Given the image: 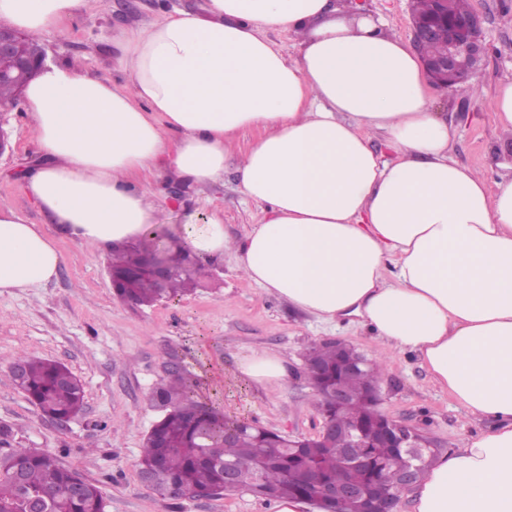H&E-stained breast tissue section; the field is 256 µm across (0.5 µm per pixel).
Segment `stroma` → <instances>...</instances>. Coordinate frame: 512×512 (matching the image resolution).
I'll use <instances>...</instances> for the list:
<instances>
[{
    "label": "stroma",
    "instance_id": "1",
    "mask_svg": "<svg viewBox=\"0 0 512 512\" xmlns=\"http://www.w3.org/2000/svg\"><path fill=\"white\" fill-rule=\"evenodd\" d=\"M160 3L201 12L207 0H88L65 26L40 35L47 63L124 80L112 41L151 21ZM471 7L482 19L488 47L483 66L469 79L477 93L464 98L433 88L429 96L433 111L452 131V158L496 184L512 177V132L499 130L491 117L496 84L512 75V0H471ZM6 119L12 149L0 155V203L39 225L62 263L45 286L0 294V451L22 447L55 454L102 489L106 512H275L274 502L248 493L163 498L146 486L137 461L163 414L154 395L175 362L189 381L206 380L205 396L216 409L283 436L313 438L323 418L305 375L304 354L327 339L382 361L379 411L432 438L444 451L486 432V425L474 423L433 383L416 354L382 348L356 318L326 325L292 308L248 280L234 254L209 256L212 278L193 294L142 308L120 301L108 274L109 246L63 233L27 196L24 182L41 151L22 105ZM170 184L159 170L138 183L153 196L159 229L179 232L219 210L225 236L237 241L262 221L261 207L242 195L234 165H227L215 184L181 183L177 201ZM260 351L284 358L283 390L269 393L238 380L240 360ZM21 356L62 362L83 383L84 407L67 425L49 421L14 385L10 370Z\"/></svg>",
    "mask_w": 512,
    "mask_h": 512
}]
</instances>
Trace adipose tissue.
Wrapping results in <instances>:
<instances>
[{
  "label": "adipose tissue",
  "mask_w": 512,
  "mask_h": 512,
  "mask_svg": "<svg viewBox=\"0 0 512 512\" xmlns=\"http://www.w3.org/2000/svg\"><path fill=\"white\" fill-rule=\"evenodd\" d=\"M86 0H0V23L38 34ZM292 34L288 59L265 33ZM118 83L72 66L41 70L23 105L43 153L25 183L41 211L91 245L142 239L156 220L137 178L220 181L240 130L260 135L236 166L261 223L230 243L224 218L187 226L195 251L235 250L245 276L333 324L360 318L383 346L414 352L434 383L492 432L438 457L416 512H512V181L490 187L449 154L418 55L390 25L344 0H208L163 11L115 41ZM397 153L384 160L372 134ZM38 225L0 206V291L56 277ZM238 376L267 391L275 353Z\"/></svg>",
  "instance_id": "1"
}]
</instances>
